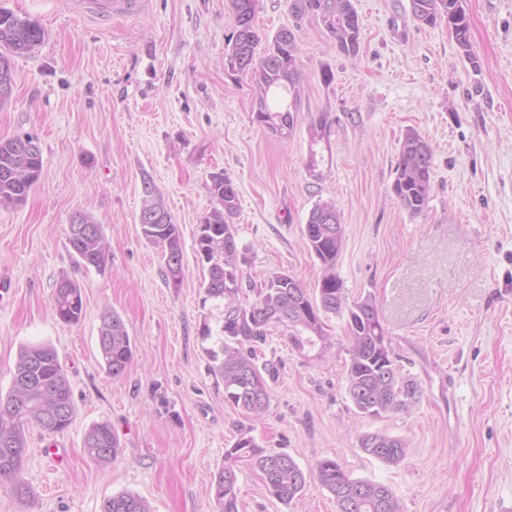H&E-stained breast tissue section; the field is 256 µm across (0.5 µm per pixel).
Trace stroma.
I'll return each instance as SVG.
<instances>
[{
  "mask_svg": "<svg viewBox=\"0 0 512 512\" xmlns=\"http://www.w3.org/2000/svg\"><path fill=\"white\" fill-rule=\"evenodd\" d=\"M290 0H257L267 38L288 27L300 47L301 100L291 136L255 120L257 75L226 63L228 0H143L133 17L103 22L70 0H0L37 21L42 43L13 60L0 139L38 137L43 175L26 202L0 207V394L17 352L50 344L67 374L76 414L64 431L27 432L28 500L0 485V512H101L132 492L151 512H215L210 494L224 450L247 433L303 470L335 459L351 477L388 485L403 512H512V0H462L470 22L462 52L447 21L428 26L410 0H352L362 37L343 54ZM331 69L332 83L322 80ZM331 123L323 179L310 176L308 127ZM417 132L433 151L425 210L392 192L401 143ZM239 192L234 219L245 261L240 299L279 272L315 291L320 263L303 233L310 209L335 201L344 230L336 271L349 300L373 297L414 406L380 418L347 391L349 328L329 316L326 349L296 351L272 332L259 344L269 408L256 419L224 400L200 338L221 311L205 293L199 224L215 205L210 175ZM151 177L182 239L184 277H166L161 246L141 234L143 177ZM101 224L105 267L76 263L72 213ZM81 287L78 323L58 319L61 278ZM117 313L134 357L115 378L100 365L98 334ZM110 423L120 451L108 463L84 452L88 430ZM400 438V463L360 446L362 435ZM64 448L57 462L47 444ZM239 512H336L317 483L281 504L248 461L237 468Z\"/></svg>",
  "mask_w": 512,
  "mask_h": 512,
  "instance_id": "obj_1",
  "label": "stroma"
}]
</instances>
